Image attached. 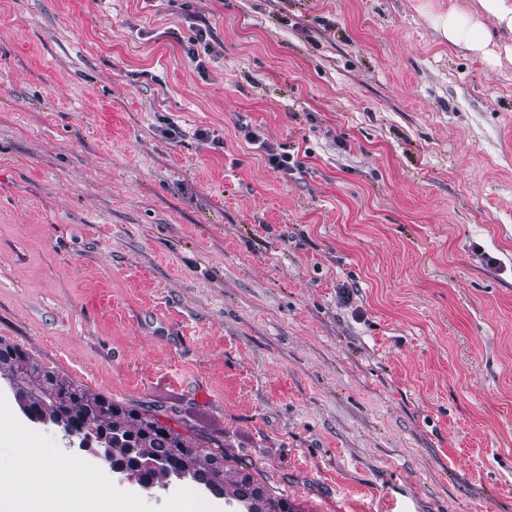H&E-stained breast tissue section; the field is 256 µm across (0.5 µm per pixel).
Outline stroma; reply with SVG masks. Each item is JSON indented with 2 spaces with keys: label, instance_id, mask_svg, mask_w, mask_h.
<instances>
[{
  "label": "stroma",
  "instance_id": "stroma-1",
  "mask_svg": "<svg viewBox=\"0 0 512 512\" xmlns=\"http://www.w3.org/2000/svg\"><path fill=\"white\" fill-rule=\"evenodd\" d=\"M447 2L0 0V340L300 512H512V29ZM434 20L438 31L450 44L480 52L490 42L486 26L451 0H448V10L434 15ZM192 31L194 32V36L189 40L190 46L187 49V53L191 59L198 62L197 67L201 70L205 67L204 62L200 59L198 48L195 47H203V50L206 54H211L213 52L212 42L214 38V32L206 23H203L202 25L193 24Z\"/></svg>",
  "mask_w": 512,
  "mask_h": 512
}]
</instances>
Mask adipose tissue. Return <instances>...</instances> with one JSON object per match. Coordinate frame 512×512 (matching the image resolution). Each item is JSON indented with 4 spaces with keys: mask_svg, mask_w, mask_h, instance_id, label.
<instances>
[{
    "mask_svg": "<svg viewBox=\"0 0 512 512\" xmlns=\"http://www.w3.org/2000/svg\"><path fill=\"white\" fill-rule=\"evenodd\" d=\"M436 27L450 44L480 52L490 42L486 26L450 0L447 10L435 15ZM0 446L9 451V480H0V512H42L45 501L38 485L55 486L67 498L65 512H88L102 503L106 512H129L126 502L113 498L108 480L101 472L57 466L33 458L23 429H0Z\"/></svg>",
    "mask_w": 512,
    "mask_h": 512,
    "instance_id": "adipose-tissue-1",
    "label": "adipose tissue"
}]
</instances>
